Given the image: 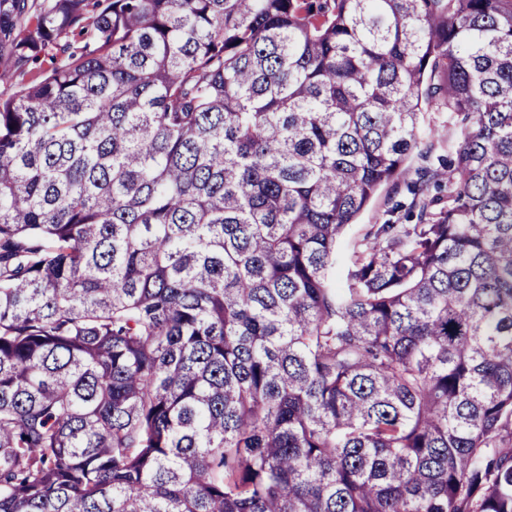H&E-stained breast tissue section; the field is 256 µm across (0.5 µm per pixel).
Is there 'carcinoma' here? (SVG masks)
<instances>
[{
  "mask_svg": "<svg viewBox=\"0 0 512 512\" xmlns=\"http://www.w3.org/2000/svg\"><path fill=\"white\" fill-rule=\"evenodd\" d=\"M2 57L0 512H512V0H0ZM430 128H434L437 138L446 143H448V139L458 140L460 137V131L454 122L448 119L446 112H431L430 127L426 129V132ZM389 196L392 199H389ZM400 201L408 204L410 195L407 193L404 186L400 189L398 194H392L389 187H383L374 202L362 213L356 224L351 226L344 238L341 248L340 256L336 263V284L341 285L350 261V247L349 244L359 236L361 230L367 224H382L389 218L386 215V210L392 206L393 203Z\"/></svg>",
  "mask_w": 512,
  "mask_h": 512,
  "instance_id": "obj_1",
  "label": "carcinoma"
}]
</instances>
